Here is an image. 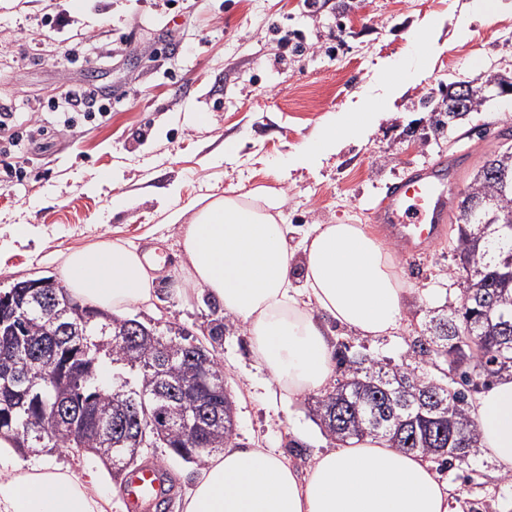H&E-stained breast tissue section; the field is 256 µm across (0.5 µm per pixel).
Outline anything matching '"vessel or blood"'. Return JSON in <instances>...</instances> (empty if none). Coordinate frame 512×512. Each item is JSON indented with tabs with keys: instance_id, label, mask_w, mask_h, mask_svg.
<instances>
[{
	"instance_id": "vessel-or-blood-1",
	"label": "vessel or blood",
	"mask_w": 512,
	"mask_h": 512,
	"mask_svg": "<svg viewBox=\"0 0 512 512\" xmlns=\"http://www.w3.org/2000/svg\"><path fill=\"white\" fill-rule=\"evenodd\" d=\"M456 167V162L441 161L412 171L392 187L386 204L377 210V222L409 254H421L441 235L448 215V178ZM121 494L131 506L159 498L162 484L155 468L135 469Z\"/></svg>"
}]
</instances>
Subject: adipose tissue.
<instances>
[{
    "instance_id": "1",
    "label": "adipose tissue",
    "mask_w": 512,
    "mask_h": 512,
    "mask_svg": "<svg viewBox=\"0 0 512 512\" xmlns=\"http://www.w3.org/2000/svg\"><path fill=\"white\" fill-rule=\"evenodd\" d=\"M415 65L380 68L392 79L369 112H341L289 156L294 168L314 169L342 145L361 139L385 117L406 85L422 81L436 44ZM283 200L274 188L199 197L167 221L181 226L190 281L238 319L250 338L270 397L320 388L334 373L331 319L358 336L382 338L402 328L410 293L389 246L364 224H315L288 249L278 221ZM151 257L120 240L71 251L62 279L84 304L120 314L154 306ZM479 446L499 475L512 473V376L479 394L470 410ZM450 488L432 462L365 440L317 455L306 474L259 445H231L199 471L184 512H449ZM0 512H112L101 475L81 478L41 459L16 457L0 438Z\"/></svg>"
}]
</instances>
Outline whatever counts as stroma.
Returning <instances> with one entry per match:
<instances>
[{"mask_svg":"<svg viewBox=\"0 0 512 512\" xmlns=\"http://www.w3.org/2000/svg\"><path fill=\"white\" fill-rule=\"evenodd\" d=\"M471 0H83L66 26L49 24V0H0V103L15 113L18 146L0 138V289L59 276L60 256L103 240H124L164 256L163 275L142 318L174 320L199 331L209 309L189 291L180 231L170 211L201 195L280 190L283 224L380 226L375 213L390 186L412 170L462 156L456 197L487 155L497 130L512 126L499 100L471 113L451 135L421 142L410 129L428 118L421 100L439 101L448 84L493 71L512 72V10L471 20ZM436 22L441 47L420 84L362 141H351L313 170L288 156L339 112L378 100L387 82L379 65L415 57L414 39ZM468 23L470 36L456 29ZM91 92L105 117L65 124L54 104L69 90ZM117 185H103L104 174ZM122 194V206L113 197ZM27 225L30 235L14 232ZM396 271L412 293L403 331L366 340L333 327V340L378 359L399 360L405 340L431 308L457 302L448 276L456 264L447 238L417 256L392 245ZM186 296H178L177 288ZM218 357L236 405L235 442L257 441L305 473L315 453L332 448L307 414L306 395L274 402L253 389L249 338L240 324L224 334ZM305 452H289L286 440ZM144 462L173 483L168 512H183L198 468L153 448ZM453 512H512V484L483 455L440 469Z\"/></svg>","mask_w":512,"mask_h":512,"instance_id":"1","label":"stroma"}]
</instances>
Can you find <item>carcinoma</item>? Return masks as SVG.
Returning a JSON list of instances; mask_svg holds the SVG:
<instances>
[{
    "label": "carcinoma",
    "instance_id": "obj_1",
    "mask_svg": "<svg viewBox=\"0 0 512 512\" xmlns=\"http://www.w3.org/2000/svg\"><path fill=\"white\" fill-rule=\"evenodd\" d=\"M483 101L468 99L463 111L432 117V132L451 122L458 127ZM501 148L486 157L470 183L459 191L456 224L450 240L459 263L449 276L461 290L460 302L431 316L407 341L398 362H381L335 345V370L341 379L331 391L308 397L323 434L340 444L366 438L385 440L405 453L432 457L444 468L468 462L478 449L476 426L469 416V393L492 379L512 373V190L502 191L498 174L512 178V129L499 132ZM482 202L497 209L488 226L470 223L467 211ZM42 299L23 289L4 291L0 321L11 340L0 342V437H8L22 456L58 448L83 449L110 469L116 481L127 474L124 461L149 448H167L174 457L189 450L181 388L197 382L200 367L192 343L200 339L186 327L150 319L138 321L132 346L119 337L129 318L84 305L50 277ZM209 303L210 341L222 346L232 325L219 304ZM66 324L69 329L62 330ZM483 337L480 350L469 341ZM453 373L452 382L436 377L437 364ZM112 384L100 385L104 371ZM164 422L152 429L145 411ZM235 404L224 398L218 417L202 421V447L190 462L203 465L224 451L235 435ZM147 427L140 434V426Z\"/></svg>",
    "mask_w": 512,
    "mask_h": 512
}]
</instances>
